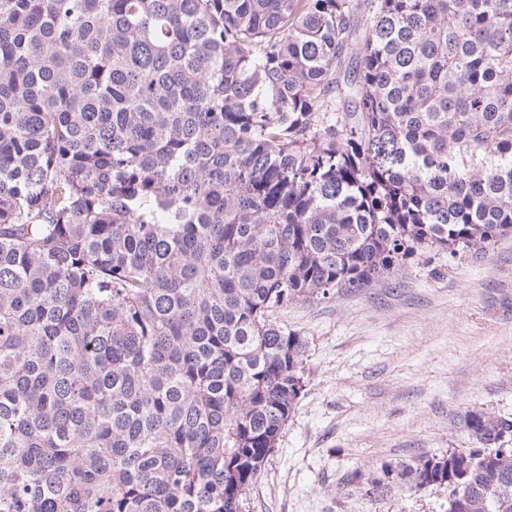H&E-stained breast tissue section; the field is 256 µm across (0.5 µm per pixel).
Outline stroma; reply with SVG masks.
I'll return each mask as SVG.
<instances>
[{"label": "stroma", "mask_w": 512, "mask_h": 512, "mask_svg": "<svg viewBox=\"0 0 512 512\" xmlns=\"http://www.w3.org/2000/svg\"><path fill=\"white\" fill-rule=\"evenodd\" d=\"M274 318L306 340L304 387L242 512H448L401 472L474 447L469 412L512 417V235Z\"/></svg>", "instance_id": "35a3bbf8"}]
</instances>
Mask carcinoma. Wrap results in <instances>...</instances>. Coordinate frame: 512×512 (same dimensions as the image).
<instances>
[{
  "label": "carcinoma",
  "mask_w": 512,
  "mask_h": 512,
  "mask_svg": "<svg viewBox=\"0 0 512 512\" xmlns=\"http://www.w3.org/2000/svg\"><path fill=\"white\" fill-rule=\"evenodd\" d=\"M512 234V0H0V512H240L274 312ZM403 476L512 512V418Z\"/></svg>",
  "instance_id": "cac0c4a2"
}]
</instances>
